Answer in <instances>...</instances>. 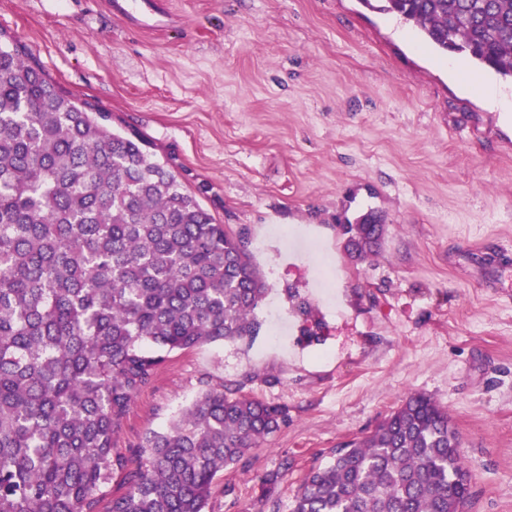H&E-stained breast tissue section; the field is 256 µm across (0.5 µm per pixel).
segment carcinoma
<instances>
[{"mask_svg":"<svg viewBox=\"0 0 512 512\" xmlns=\"http://www.w3.org/2000/svg\"><path fill=\"white\" fill-rule=\"evenodd\" d=\"M436 49L512 81V0H383ZM344 249L379 247L372 212ZM268 288L244 242L137 135L0 40V512H206L217 474L288 409L208 387L121 453L112 438L167 356L257 334ZM135 467H130L132 459ZM448 411L409 396L300 485L291 512H467Z\"/></svg>","mask_w":512,"mask_h":512,"instance_id":"carcinoma-1","label":"carcinoma"}]
</instances>
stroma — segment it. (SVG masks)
<instances>
[{"mask_svg":"<svg viewBox=\"0 0 512 512\" xmlns=\"http://www.w3.org/2000/svg\"><path fill=\"white\" fill-rule=\"evenodd\" d=\"M166 2L147 30L105 0H0V32L148 141L269 288L255 338L169 354L115 448L209 385L287 406L207 512H290L333 448L422 393L458 433L469 512H512V118L487 94L512 84L359 0ZM370 211L386 233L355 261L339 227Z\"/></svg>","mask_w":512,"mask_h":512,"instance_id":"35a3bbf8","label":"stroma"}]
</instances>
